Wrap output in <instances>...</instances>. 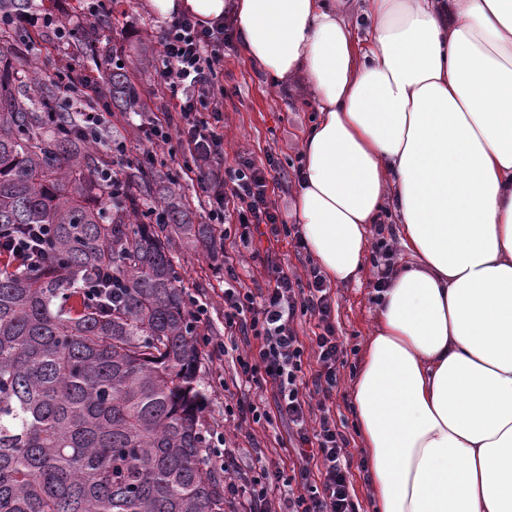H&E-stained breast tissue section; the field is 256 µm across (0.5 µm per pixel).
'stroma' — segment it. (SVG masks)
<instances>
[{"label": "stroma", "mask_w": 512, "mask_h": 512, "mask_svg": "<svg viewBox=\"0 0 512 512\" xmlns=\"http://www.w3.org/2000/svg\"><path fill=\"white\" fill-rule=\"evenodd\" d=\"M111 24L103 41L105 48L124 53L126 63L132 64V79L136 84L142 112L161 111L164 100L158 93L155 66L136 68L140 56L158 55L162 19L150 7V0H114ZM39 63L44 70H54L60 61L75 62L82 72L91 66L74 46L61 43L52 30L41 29L38 37ZM217 91L224 100V165L232 167L237 157L250 158L255 164H266L275 157L279 170L270 186V197L278 206L286 224H293L295 188L299 168L302 138L311 125L314 112L302 88L293 81H269L246 57L239 45L224 51V65L217 79ZM180 272L189 294L208 304V334L217 340L224 336L223 264H231L243 287L252 291L266 288L264 267L273 258L287 265L289 272L304 275L308 251H296L291 238L275 243L270 253L254 252L240 247L230 251L228 259H210L194 251L178 248ZM377 272L376 262H368V276L346 286H332L333 314L338 335L347 346L339 369V387L331 399L338 420L344 422L350 436L349 453L352 460L354 500L360 512H374L372 490L368 482L364 450L357 432L352 407L351 381L363 355L368 331L374 326L376 308L370 276ZM233 373L230 357L204 358L199 375L203 381L208 404L203 417L207 429L224 434L228 445L242 448L260 447L271 450L278 437L287 435L288 427L281 422L253 423L226 418L224 414V379Z\"/></svg>", "instance_id": "1"}]
</instances>
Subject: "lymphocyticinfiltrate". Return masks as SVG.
Listing matches in <instances>:
<instances>
[{
	"instance_id": "f902f5d3",
	"label": "lymphocytic infiltrate",
	"mask_w": 512,
	"mask_h": 512,
	"mask_svg": "<svg viewBox=\"0 0 512 512\" xmlns=\"http://www.w3.org/2000/svg\"><path fill=\"white\" fill-rule=\"evenodd\" d=\"M233 37V27L223 21L204 25L185 13L164 26L157 75L169 109L148 116L143 132L156 145L176 134L192 147L209 197L210 223L232 225L239 243L255 249L291 229L268 196L275 165L241 160L229 174L218 162L224 154L223 113L214 79ZM175 113L181 118L176 127L171 124ZM266 277L268 286L257 295L225 289L224 338L213 352L234 357L232 387L238 396L225 413L247 414L256 423H286L289 447L275 459L256 453L252 483L227 484V493L237 512H358L350 439L329 405L345 348L336 334L331 289L313 264L297 277L272 260ZM304 315L317 321L316 333L306 339L295 326Z\"/></svg>"
}]
</instances>
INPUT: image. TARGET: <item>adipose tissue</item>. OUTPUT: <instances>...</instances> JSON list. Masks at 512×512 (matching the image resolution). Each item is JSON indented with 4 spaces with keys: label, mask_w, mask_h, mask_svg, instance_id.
Returning <instances> with one entry per match:
<instances>
[{
    "label": "adipose tissue",
    "mask_w": 512,
    "mask_h": 512,
    "mask_svg": "<svg viewBox=\"0 0 512 512\" xmlns=\"http://www.w3.org/2000/svg\"><path fill=\"white\" fill-rule=\"evenodd\" d=\"M299 78L318 114L296 213L329 281L358 280L369 225L411 254L378 295L352 381L376 512H512V0H151Z\"/></svg>",
    "instance_id": "1"
}]
</instances>
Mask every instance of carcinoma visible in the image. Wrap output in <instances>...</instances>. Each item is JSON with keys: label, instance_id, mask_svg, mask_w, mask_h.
<instances>
[{"label": "carcinoma", "instance_id": "obj_1", "mask_svg": "<svg viewBox=\"0 0 512 512\" xmlns=\"http://www.w3.org/2000/svg\"><path fill=\"white\" fill-rule=\"evenodd\" d=\"M39 9L0 0V228L47 232L36 264L0 255V512H228L200 424L203 329L173 253L181 239L216 257L221 236L196 223L177 171L138 164L110 193L120 159L82 124L98 100L63 101L35 37L13 29ZM107 24L76 32L75 48L97 57ZM104 91L119 111L138 98L124 66ZM104 272L119 297L88 299Z\"/></svg>", "mask_w": 512, "mask_h": 512}]
</instances>
